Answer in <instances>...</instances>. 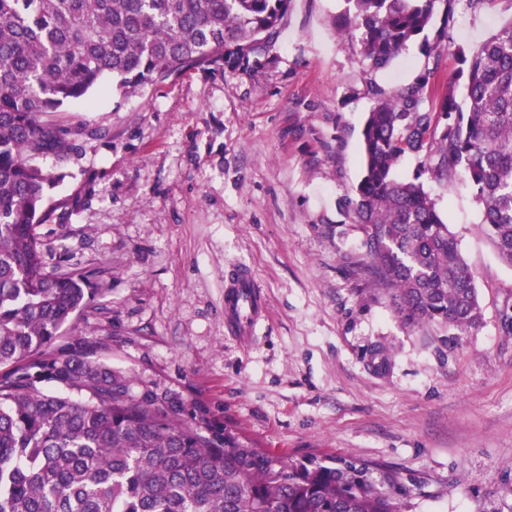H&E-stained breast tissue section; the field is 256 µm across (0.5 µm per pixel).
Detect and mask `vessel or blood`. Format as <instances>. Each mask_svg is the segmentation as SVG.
<instances>
[{
	"mask_svg": "<svg viewBox=\"0 0 512 512\" xmlns=\"http://www.w3.org/2000/svg\"><path fill=\"white\" fill-rule=\"evenodd\" d=\"M268 317L266 300L249 269L232 270L224 284V331L243 343L251 342Z\"/></svg>",
	"mask_w": 512,
	"mask_h": 512,
	"instance_id": "b4317fda",
	"label": "vessel or blood"
}]
</instances>
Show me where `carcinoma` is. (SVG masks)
Segmentation results:
<instances>
[{
	"label": "carcinoma",
	"mask_w": 512,
	"mask_h": 512,
	"mask_svg": "<svg viewBox=\"0 0 512 512\" xmlns=\"http://www.w3.org/2000/svg\"><path fill=\"white\" fill-rule=\"evenodd\" d=\"M436 0H346L343 19L383 69L433 26ZM290 0H0V512H403L396 475L365 462L282 461L230 431L174 416L175 396L134 392L99 359L55 352L91 301L90 268L51 264L37 228L75 206L49 199L81 126L52 114L103 77L141 91L192 69H234L271 40ZM464 103L428 107L426 71L377 103L361 130V177L345 206L364 237L356 275L406 324L481 319L475 273L425 189L461 178L512 265V22L468 59ZM426 154L414 180L393 175Z\"/></svg>",
	"instance_id": "obj_1"
}]
</instances>
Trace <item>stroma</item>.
Returning a JSON list of instances; mask_svg holds the SVG:
<instances>
[{"mask_svg":"<svg viewBox=\"0 0 512 512\" xmlns=\"http://www.w3.org/2000/svg\"><path fill=\"white\" fill-rule=\"evenodd\" d=\"M342 0H291L260 66L197 69L123 98L104 78L64 120L84 133L43 224L63 264L95 268V298L62 331L135 389L176 395L272 456L344 457L391 469L405 512H512V266L471 189L426 181L476 275L482 309L461 331L411 328L350 273L362 234L343 207L361 174L360 131L376 91L424 70L433 103L463 96L460 53L512 22V0L452 25L437 0L426 38L383 70L342 34ZM450 38L438 41L442 28ZM250 269L269 316L246 346L224 333V276ZM391 358L368 366L374 347Z\"/></svg>","mask_w":512,"mask_h":512,"instance_id":"obj_1","label":"stroma"}]
</instances>
